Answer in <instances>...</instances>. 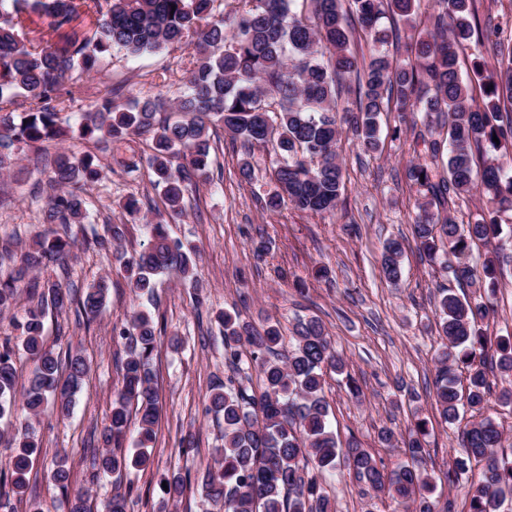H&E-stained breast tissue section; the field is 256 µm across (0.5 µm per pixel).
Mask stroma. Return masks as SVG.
<instances>
[{"mask_svg":"<svg viewBox=\"0 0 512 512\" xmlns=\"http://www.w3.org/2000/svg\"><path fill=\"white\" fill-rule=\"evenodd\" d=\"M190 76L189 62H175L168 51L137 57L113 53L100 64L99 74L84 80L83 103L117 91L116 103L164 94L181 95ZM414 115L399 118L382 114L383 130L398 124L414 127V134L433 139V132L415 125ZM414 134L400 139L384 137L379 150L364 152L350 135H342L336 152L346 176L345 202L332 214H315L284 206L273 213L262 200L272 188L271 170L277 157L269 147L252 152L254 178L240 181L239 151L222 127L211 130L221 177L194 187L186 217L168 222L171 237L196 251L198 286L184 282L177 273L157 278L154 318L159 336L148 369L159 395L160 414L156 439L150 450L152 464L143 471L106 476L93 469L90 450H104L103 428L112 401L122 387L121 364L127 340L112 329L126 323L142 298L127 284L126 274L114 249L98 247L94 235L106 225H120V249L141 251L147 238L145 223L157 221L160 198L142 165L145 141L134 137L112 143L100 151L105 175L88 185L89 206L84 220L86 236L78 240L71 264L77 294L102 277L112 286L102 313L87 318L77 306L47 315L45 342L54 352L83 356L89 372L75 407L60 416L46 407L34 418L17 412L0 421V469L10 460L22 423H31L40 453L28 475V495L44 512H68L67 500L88 496L93 512H104L113 495L128 497L135 512H219L201 487L200 475L224 444V424L205 410L206 396L223 384L229 371L224 364V336L216 317L230 312L255 330L278 325L290 338L298 319L316 317L326 326L333 345L347 365L346 375L328 373L325 397L329 420L340 444L351 442L368 449L385 465L394 456L381 443L379 433L390 429L403 435L415 416L429 420L425 467L436 485L439 506L454 502L455 512H467L463 497L449 499L444 474L458 449L456 430L442 423L432 395L437 354L442 345L435 326L434 302L440 289L456 294L464 289L452 275L433 271L421 258L412 224L422 196L406 177V167L416 160ZM35 151L21 156L19 174L0 177V244L21 248L39 237L53 236L56 227L44 223L46 196L36 195L37 184L47 182L50 169L38 163ZM139 163L136 176L127 164ZM147 197L148 207L130 215L121 204L128 196ZM403 242L404 273L398 284L380 274L383 245L388 239ZM265 242L267 250L256 255L254 246ZM494 312L484 327L488 335L512 333V266L503 272L492 295ZM32 300L20 288L16 306L0 315V343L16 351V392L27 388L34 364L21 353L17 321L23 320ZM179 347H172L171 338ZM66 456L70 470L67 489L50 478L56 457ZM181 476L185 491L179 502L163 504L161 478ZM324 488L335 501L337 512H392L393 502L365 491L353 472L338 467L327 474Z\"/></svg>","mask_w":512,"mask_h":512,"instance_id":"stroma-1","label":"stroma"}]
</instances>
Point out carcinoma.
Masks as SVG:
<instances>
[{
  "instance_id": "1",
  "label": "carcinoma",
  "mask_w": 512,
  "mask_h": 512,
  "mask_svg": "<svg viewBox=\"0 0 512 512\" xmlns=\"http://www.w3.org/2000/svg\"><path fill=\"white\" fill-rule=\"evenodd\" d=\"M473 2L432 0L433 29L412 38L410 63L390 53L381 20L409 18L417 0H0V173H12L22 152L46 143L76 138L90 146L79 154L57 153L52 161L45 219L60 225L64 235L36 239L18 256L7 246L0 250V266L20 260L9 278L0 280V312L15 304L26 270L43 263L62 270V278L44 285L36 307L18 323L23 351L35 365L22 408L37 416L50 404L69 415L88 372L86 360L76 354L61 378L60 362L44 343L43 318L74 301L68 272L76 241L72 228L85 218L86 186L104 173L93 149L129 136L149 140L150 182L171 217L187 214L186 194L210 177L209 130L217 125L240 145L242 180L253 179L251 148L270 146L279 156L274 187L264 198L267 210L277 212L289 203L324 213L344 202V172L336 154L342 128L373 152L380 143V113H417L425 126L446 130V138H423L413 147L423 146L434 161L447 158L441 170L421 163L407 169L424 197L413 222L419 250L457 280L478 289L495 287L512 256L501 249L478 267L470 255L473 245L501 235V215L512 212V36L492 29L489 21L481 23ZM44 22L58 41L43 40ZM356 38L371 43L369 57L359 60L351 51ZM471 42L488 44L496 65L488 71L476 61L474 77L466 80L459 51ZM169 48H187L193 55L177 100L155 95L121 108L109 92L81 112L77 125L63 119L76 102L75 88L99 72L102 59L115 51L140 55ZM488 153L477 166L475 157ZM475 191L487 199L486 208L473 221L457 223L449 204ZM146 227L149 248L118 260L131 291L151 302L156 277L164 272L174 269L197 282L196 252L171 238L167 225ZM449 255L455 263H448ZM381 271L393 285L401 280L400 241L385 244ZM108 288L105 278L88 288L80 301L86 316L100 314ZM492 312L493 305L481 297L462 299L446 290L435 302L437 331L446 340L433 391L439 416L447 425L459 421L462 409L481 416L459 432L460 450L445 473L448 486L462 492L467 512H502L512 500V454L500 451V424L484 415L494 386L490 360L507 382L499 400L512 406V333L490 336L483 330ZM218 321L224 360L234 375L207 395V411L224 420V447L216 449L214 465L201 475L207 498L223 504L224 512H336L323 479L343 463L406 512H434L433 484L424 467L427 419H417L399 440L391 430L380 433L387 447H402L403 458L390 470L367 449L337 443L328 422L324 373L342 374L346 364L320 320L295 325L284 360L268 357L281 342L276 326L256 333L227 312ZM113 332L134 337L135 344L123 362V386L103 438L122 447L133 414L136 448L108 450L93 457V465L120 477L150 463L159 406L146 365L157 336L149 310L133 311ZM13 357L11 347H0V419L16 406ZM250 369L262 376L258 396L237 380ZM38 453L37 442L23 433L8 480L19 501ZM52 479L67 488L66 457L56 461Z\"/></svg>"
}]
</instances>
